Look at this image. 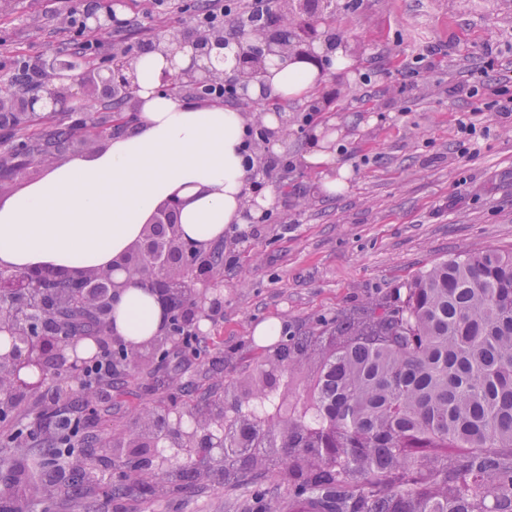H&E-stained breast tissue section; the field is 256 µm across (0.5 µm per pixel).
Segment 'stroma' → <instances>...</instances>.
<instances>
[{
  "instance_id": "stroma-1",
  "label": "stroma",
  "mask_w": 512,
  "mask_h": 512,
  "mask_svg": "<svg viewBox=\"0 0 512 512\" xmlns=\"http://www.w3.org/2000/svg\"><path fill=\"white\" fill-rule=\"evenodd\" d=\"M90 0H0V75L20 63L40 65L80 38L61 25L68 10ZM198 0H117L126 27L120 44L160 43L191 25ZM302 44L340 42L346 62L325 72L313 100L281 102L288 114V167L267 184L276 195L269 220L244 239L224 242V306L205 321L207 352L138 358L119 367L111 395L80 415L91 459L105 477L122 475L141 430V413L159 421L190 416L225 390L242 395L256 367L272 363L276 344L256 346L253 329L281 320L288 336L317 333L344 311L395 295L412 275L451 255L512 248V116L475 103L459 85L487 70L512 76V0H331L297 15ZM435 48L432 65L421 54ZM319 110L313 123L304 116ZM475 112L486 135L462 143L456 120ZM325 141L351 167L346 188L321 190L320 172L303 156L311 138ZM192 456L168 452L152 468L153 512H242L241 491L190 478ZM106 500L55 499L51 512H136L143 484Z\"/></svg>"
}]
</instances>
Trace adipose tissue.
I'll use <instances>...</instances> for the list:
<instances>
[{
  "label": "adipose tissue",
  "mask_w": 512,
  "mask_h": 512,
  "mask_svg": "<svg viewBox=\"0 0 512 512\" xmlns=\"http://www.w3.org/2000/svg\"><path fill=\"white\" fill-rule=\"evenodd\" d=\"M189 63L182 53L171 61L159 51L142 56L134 69L135 126L93 157L49 164L41 180L0 203V266L108 268L175 197L183 202V236L206 247L223 241L232 226L260 220L275 195L250 184L244 114L219 105L196 108L161 89L164 74ZM320 77L312 59L275 58L250 80L248 94L264 106L302 99ZM112 320L117 336L135 346L159 326L152 297L134 282Z\"/></svg>",
  "instance_id": "ef3b65f1"
}]
</instances>
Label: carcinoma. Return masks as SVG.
Instances as JSON below:
<instances>
[{"label":"carcinoma","instance_id":"obj_1","mask_svg":"<svg viewBox=\"0 0 512 512\" xmlns=\"http://www.w3.org/2000/svg\"><path fill=\"white\" fill-rule=\"evenodd\" d=\"M278 52L302 53L287 31L270 34ZM132 119L104 103L93 117L56 120L11 112L19 158L75 143L71 128L93 121L112 133ZM66 326L103 335L97 315L61 291ZM322 356L303 402L256 371L253 398L224 399L203 415L224 418V466L199 450L195 476L252 489L249 512H512V251L452 255L417 273L393 301L346 313L333 326L282 345L277 362ZM235 416L226 418L227 407ZM79 425L57 419L42 448L0 449L55 490L54 463L74 454Z\"/></svg>","mask_w":512,"mask_h":512}]
</instances>
